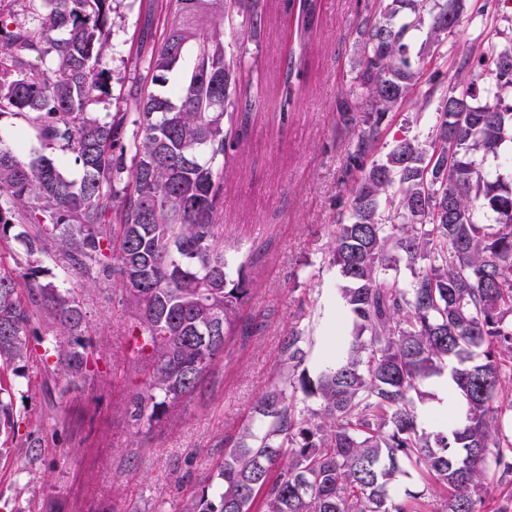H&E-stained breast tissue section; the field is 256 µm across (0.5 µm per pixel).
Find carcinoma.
Here are the masks:
<instances>
[{
  "instance_id": "1",
  "label": "carcinoma",
  "mask_w": 512,
  "mask_h": 512,
  "mask_svg": "<svg viewBox=\"0 0 512 512\" xmlns=\"http://www.w3.org/2000/svg\"><path fill=\"white\" fill-rule=\"evenodd\" d=\"M41 20L9 29L0 12V114H24L47 142L66 141L82 175L0 137V239L20 227V270L0 267V458L15 433L13 389L31 362L56 358L50 374L77 383L98 372L75 291L45 281L44 258L96 281L117 277L135 319L146 387L132 400L148 423L172 415L224 355L228 330L249 299L252 261L236 260L219 224L224 175L242 143L258 86L243 77L246 53L224 36L258 41L261 0H171L174 21L151 54V87L136 97L129 149L123 120L88 111L109 79L104 29L112 0H29ZM465 0H379L366 22L354 88L369 103L348 153V209L329 230V261L353 332L338 337L316 377L291 378L302 361L290 333L285 371L257 401L260 431L244 427L201 493L179 512H424L419 495L390 487L411 467L442 493L441 512H477L482 493L512 473V414L503 376L512 360V183L484 172L477 151L512 142V42H474L448 87L421 90L424 65L459 25ZM317 0H298L297 40L312 35ZM427 26L418 63L408 33ZM192 52L181 81L172 74ZM50 57L35 76L28 57ZM304 54L289 56L279 111H291ZM438 100L426 140L402 138L377 157L385 117ZM495 215L489 231L481 216ZM118 222L109 223V217ZM418 268L408 288L390 275ZM54 328L31 338L35 320ZM48 343L44 353L39 345ZM448 372L465 401L461 422L419 426L414 396ZM318 401L296 410L288 391Z\"/></svg>"
}]
</instances>
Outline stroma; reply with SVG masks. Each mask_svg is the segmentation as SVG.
<instances>
[{"label":"stroma","mask_w":512,"mask_h":512,"mask_svg":"<svg viewBox=\"0 0 512 512\" xmlns=\"http://www.w3.org/2000/svg\"><path fill=\"white\" fill-rule=\"evenodd\" d=\"M375 0H318L307 47L309 66L299 79L302 92L284 124L273 119V88L279 82L293 35L288 0H266L268 24L259 43H248L256 59L261 107L245 131L224 181L223 235L239 257H251L254 284L224 349L201 390L179 404L174 417L135 424L127 412L145 374L130 350L134 318L112 280L87 283L45 261L46 279L65 280L86 313V335L101 355L100 372L81 388L48 375L43 363L30 366V379L14 395L18 429L8 459L0 460V512H178L206 485L234 447L243 426L256 423L253 408L279 378L291 331L302 336L301 367L319 371L339 325L348 317L329 262L328 230L341 211L348 130L339 110L353 115L365 107L350 95L363 22ZM167 0H112L107 26L112 85L89 109L98 116H132L145 76V62L170 21ZM500 42L512 40V16L496 0H466L461 23L447 37L448 58L435 77L447 86L453 52L482 30ZM433 109L415 116L410 106L389 114L384 146L401 138L426 139ZM0 134L25 147L62 159L64 173L81 170L63 142L43 144L22 114L0 115Z\"/></svg>","instance_id":"1"}]
</instances>
